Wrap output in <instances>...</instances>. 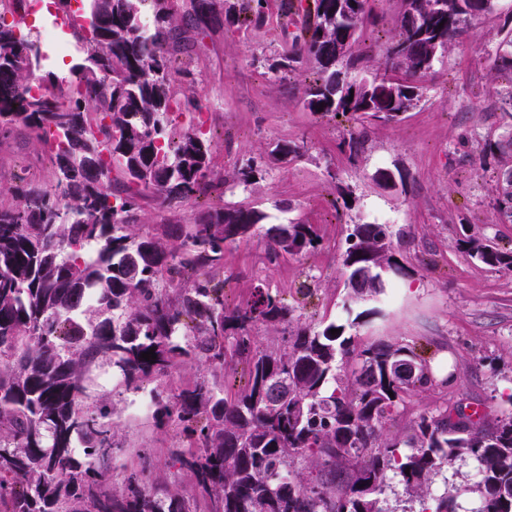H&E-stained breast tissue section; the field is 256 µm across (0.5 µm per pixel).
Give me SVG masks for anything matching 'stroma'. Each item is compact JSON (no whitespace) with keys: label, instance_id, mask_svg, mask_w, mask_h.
<instances>
[{"label":"stroma","instance_id":"obj_1","mask_svg":"<svg viewBox=\"0 0 512 512\" xmlns=\"http://www.w3.org/2000/svg\"><path fill=\"white\" fill-rule=\"evenodd\" d=\"M279 3L269 0L264 22L245 33L222 26L202 35L187 30L179 60L198 78L195 96L213 144L214 181L206 195L177 209L148 196L141 203L143 231L160 233L162 225L187 222L216 205L251 206L275 222L314 225L321 243L297 259L269 262L258 236L225 246L217 277L228 305L248 298L262 282L296 307L303 322L316 324L341 314L350 226L388 223L406 273L388 290L384 318L357 334L370 341L423 343L430 366L445 358L451 363L447 385L415 397L399 427L446 402L500 414L504 395L512 393V272L487 268L456 240L466 223L473 234L512 247V221L494 205L498 158L478 157L505 122L500 91L506 82L491 70L489 56L512 0H499L495 13L451 42L421 81L420 105L398 123L368 127L364 148L352 161L340 151L346 119L314 115L302 105L314 80L311 65L283 79L270 71L291 47L293 27ZM371 7L377 21L355 51L382 64L397 30L398 4L372 0ZM283 141L304 142L305 154L287 164L274 161L270 152ZM42 156L40 143L26 131L0 133V201L25 181L50 186ZM249 163L262 176L245 185L237 172ZM381 169L394 173L395 189L377 182ZM343 188L352 193L351 207L337 202ZM100 391L117 410L118 437L126 449L122 465L138 464L147 455L154 476L164 479L169 450L181 443L179 430L135 413L138 396L119 380ZM474 466V460L460 458L444 467L432 481V494L458 497L474 485Z\"/></svg>","mask_w":512,"mask_h":512}]
</instances>
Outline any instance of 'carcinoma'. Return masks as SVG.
Returning <instances> with one entry per match:
<instances>
[{
	"label": "carcinoma",
	"mask_w": 512,
	"mask_h": 512,
	"mask_svg": "<svg viewBox=\"0 0 512 512\" xmlns=\"http://www.w3.org/2000/svg\"><path fill=\"white\" fill-rule=\"evenodd\" d=\"M370 0H313L293 46L272 70L314 64L303 106L342 115L354 131L343 152L363 149L361 130L396 123L423 95L420 80L472 21L498 0H400L399 31L381 67L354 47ZM151 4L152 26L142 9ZM266 0H190L198 30L240 32L264 21ZM174 0H87L86 46L73 86L43 72L37 44L0 23V130L22 127L43 147L53 185L28 183L0 202V512H386L389 475L430 493L432 478L472 457L481 481L465 492L484 512H512V394L495 419L442 406L402 434H388L410 400L438 385L416 348L363 340L349 330L381 314L389 271L404 274L386 224H354L343 253L344 318L301 322L297 309L259 284L224 303V245L260 235L269 261L320 244L314 225L277 224L253 207L224 205L161 236L138 228L140 200L180 206L211 187L212 144L194 123L176 138L170 116L199 111L197 79L176 67L183 46ZM507 77L509 118L482 150L512 158V25L490 56ZM181 75L172 81V72ZM323 111H318V107ZM292 141L279 162L303 156ZM122 174L120 189L112 172ZM512 164L496 172V202L512 218ZM458 244L476 261L512 271V249L469 233ZM284 327L261 344L253 330ZM338 329L340 333L331 334ZM154 351L146 361L141 354ZM187 362L212 373L172 389L162 378ZM108 364L125 390L153 382V416L180 429L170 481L149 467L111 471L124 452L115 408L93 394ZM245 371L238 390L216 380Z\"/></svg>",
	"instance_id": "obj_1"
}]
</instances>
